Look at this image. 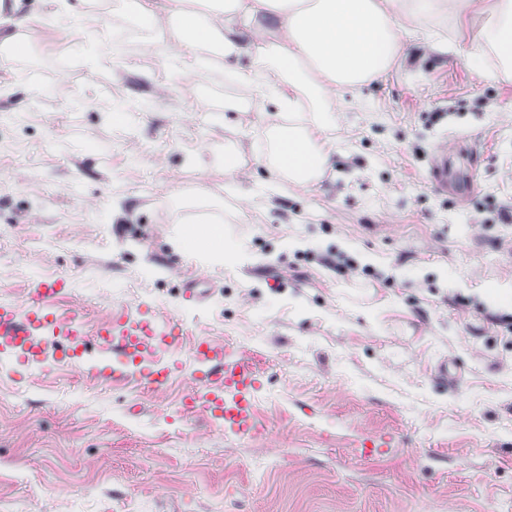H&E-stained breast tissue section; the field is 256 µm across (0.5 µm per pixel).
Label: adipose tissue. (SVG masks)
I'll return each instance as SVG.
<instances>
[{
  "label": "adipose tissue",
  "instance_id": "1",
  "mask_svg": "<svg viewBox=\"0 0 512 512\" xmlns=\"http://www.w3.org/2000/svg\"><path fill=\"white\" fill-rule=\"evenodd\" d=\"M173 2L159 14L148 0H129L128 13L166 27L182 49L214 42L228 58L241 53L242 36L263 40L259 18L276 20L270 45L275 69L257 70L250 82L253 93L272 97L278 108L311 112L308 125L272 141V161L297 186L309 185L327 162L320 135L334 120L337 90L388 71L409 34L432 42L449 27L471 35L466 60L472 71L484 73L491 58L512 70V0H205L199 8ZM179 242L209 262L225 257L217 226L183 227Z\"/></svg>",
  "mask_w": 512,
  "mask_h": 512
}]
</instances>
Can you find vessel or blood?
<instances>
[{"mask_svg":"<svg viewBox=\"0 0 512 512\" xmlns=\"http://www.w3.org/2000/svg\"><path fill=\"white\" fill-rule=\"evenodd\" d=\"M426 179L440 193L464 195L448 176L447 147L437 148ZM66 288L63 279L42 278L26 303H0V359L32 370L69 367L89 379L133 382L152 393L185 373L191 386L183 414L203 415L228 441L259 432L263 381L251 357L210 336L188 338L181 321L157 317L141 303L94 324L78 312H60L54 301ZM184 348L185 363L178 358Z\"/></svg>","mask_w":512,"mask_h":512,"instance_id":"obj_1","label":"vessel or blood"}]
</instances>
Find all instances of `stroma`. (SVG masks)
<instances>
[{"label":"stroma","instance_id":"stroma-1","mask_svg":"<svg viewBox=\"0 0 512 512\" xmlns=\"http://www.w3.org/2000/svg\"><path fill=\"white\" fill-rule=\"evenodd\" d=\"M125 9L40 0L0 27V302L61 277L59 307L89 322L144 302L224 340L265 379L261 431L183 415L186 376L148 394L0 366V512H512V76L406 40L338 90L320 178L257 200L288 115L245 95L255 50L175 72L171 37L120 27ZM440 142L466 201L425 182ZM196 223L238 259L186 251Z\"/></svg>","mask_w":512,"mask_h":512}]
</instances>
